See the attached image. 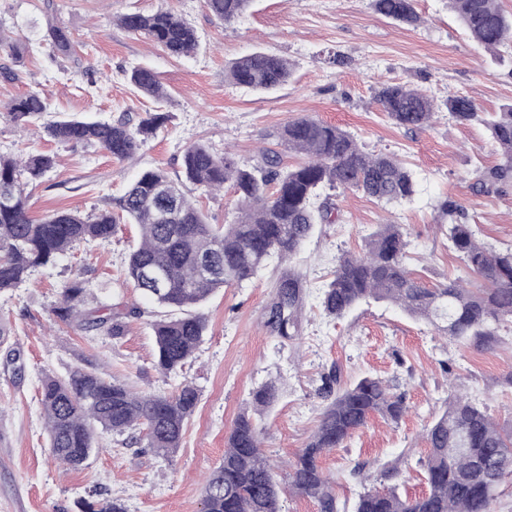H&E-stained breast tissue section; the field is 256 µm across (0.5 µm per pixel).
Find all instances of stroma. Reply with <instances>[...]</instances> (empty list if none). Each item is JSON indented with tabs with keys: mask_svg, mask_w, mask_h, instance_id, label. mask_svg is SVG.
I'll return each mask as SVG.
<instances>
[{
	"mask_svg": "<svg viewBox=\"0 0 512 512\" xmlns=\"http://www.w3.org/2000/svg\"><path fill=\"white\" fill-rule=\"evenodd\" d=\"M171 9L197 31L199 45L188 57L173 58L141 36L118 26V16ZM416 25L377 14L370 0H254L238 21L224 24L203 0H0V26L13 37L37 43L36 53L12 59L0 53V105L30 91L40 92L52 111L110 121L144 106L122 72L136 65L156 71L168 91L165 127L135 159L118 161L94 146L40 139L0 120V153L21 158L39 148L60 162L33 191V218L60 210L88 215L110 207L139 172L159 167L181 171L185 148L196 142L215 152L231 149L254 161L275 147V134L288 120L310 115L341 126L366 151L391 152L419 181L413 201L385 205L363 193L336 191L342 215L317 225L297 255L313 291L305 302L299 332L281 342L266 322L277 274L263 270L251 282L224 288L203 306L207 335L183 373L166 377L155 367L151 324L154 306L126 284L124 262L138 239L134 225L118 224L105 243L78 244L58 263L34 269L18 288L0 294V512H81L92 490L121 500L127 512H201V491L209 471L224 455V439L257 386L274 381L280 396L263 421L268 456L292 458L313 429L323 400L325 376L339 371L344 384L372 375L404 392L409 411L396 424L376 417L342 447L325 452L320 465L336 480L340 498L355 501L363 490L348 471L365 465L371 484H385L383 467L398 462L400 493L421 494L420 459L427 447L423 428L442 412L451 388L462 389L486 407L499 424H512V327L500 342L481 351L459 346L400 308L370 301L341 319L326 317L316 293L342 253L359 251L365 235L381 224L403 225L424 281L459 276L448 249L437 206L451 199L463 208L485 245H512V185L477 191V168L500 157L477 122L451 120L443 105L456 94L469 96L478 111H499L512 103V48L501 58L477 46L464 32L448 0H418ZM53 25L72 34L76 52L66 57L45 33ZM282 55L294 64L288 84L256 94L224 78L227 62L256 50ZM388 82H407L431 96L441 111L432 125L410 131L394 125L375 94ZM83 277L98 301L138 304L125 336L84 332L53 313L64 285ZM20 351L24 368L3 364L6 349ZM100 371L135 389L170 393L182 383L199 391V404L173 461L149 449L99 437L100 449L76 468L51 456L39 405L45 376L63 377L77 366Z\"/></svg>",
	"mask_w": 512,
	"mask_h": 512,
	"instance_id": "obj_1",
	"label": "stroma"
}]
</instances>
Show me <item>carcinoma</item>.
<instances>
[{
    "mask_svg": "<svg viewBox=\"0 0 512 512\" xmlns=\"http://www.w3.org/2000/svg\"><path fill=\"white\" fill-rule=\"evenodd\" d=\"M208 13L230 24L253 0H203ZM469 37L490 53L512 42V15L497 0H448ZM374 11L407 25L420 21L416 0H372ZM118 23L125 30L160 46L169 56H189L198 47L193 26L171 9L152 14H125ZM57 53L69 56L74 42L62 26L48 29ZM32 51L29 44L5 37L0 28V53L14 58ZM291 62L276 54L255 51L236 59L226 69L230 83L256 92L285 84ZM133 91L151 100L138 123L123 116L113 122L61 116L44 120L47 100L35 92L10 100L0 118L16 127H37L57 142L97 145L112 157L135 158L145 142L167 123L162 110L168 94L157 73L139 66L124 71ZM381 111L398 127L415 130L437 117L434 100L407 83H388L376 93ZM448 115L460 124L481 122L501 155V163L480 174L479 189L512 182V104L500 112L482 114L473 101L456 95L445 103ZM277 138L288 152L305 157L297 165L284 163L274 150L262 153L255 164L229 152L218 154L205 143L188 146L182 155L181 174L172 178L162 169L139 173L117 208L127 223L139 228L140 240L125 260L126 278L154 304L169 309L152 323L157 348L156 367L177 374L193 358L208 329L198 311L217 290L253 279L271 263L281 269L267 326L290 340L298 331L310 284L293 260L318 224H334L340 216L332 195L325 190L350 189L378 202L412 200L418 193L413 172L394 154L369 153L349 131L311 116L287 121ZM58 157L32 152L26 159L0 155V293L18 287L39 267L55 263L77 244L107 242L116 231L110 209L84 217L60 210L41 221L28 215V188L57 165ZM230 185L237 195L232 219L211 224L191 200L194 189L213 193ZM441 227L448 247L457 253L466 276L480 282L466 288L462 280L428 288L410 268L408 242L399 224H381L364 240L362 252L338 257L331 278L318 287L324 314L341 318L369 300L400 307L466 347L489 350L500 340V329L512 324V246L494 249L481 243L473 225L459 221L458 205L441 201ZM208 257L214 269L199 271ZM147 268L160 270L163 288L143 280ZM89 285L77 276L62 289L54 313L61 321L85 332L97 331L119 338L129 319L139 318L138 306L115 303L86 307ZM332 374L324 387L329 403L304 447L290 464L288 481L280 483L263 450L261 420L279 399L273 382L252 391L224 441V457L202 487V512H282L281 499L295 493L315 499L320 512H493L495 492L512 477V426L497 424L478 403L450 396L445 410L426 427L429 447L420 467L427 484L417 497H403L396 488H364L353 505L339 499L336 481L319 465L328 450L343 445L367 425L373 415L398 422L407 412L405 398L378 377L333 388ZM199 402L198 390L184 384L173 393H151L109 380L92 366L76 367L64 378L42 380L40 406L50 452L55 461L81 466L97 448L96 430L127 436L129 444L145 447L166 460L181 448L186 427ZM463 431V449L456 435ZM83 512H127L117 499L83 503Z\"/></svg>",
    "mask_w": 512,
    "mask_h": 512,
    "instance_id": "obj_1",
    "label": "carcinoma"
}]
</instances>
